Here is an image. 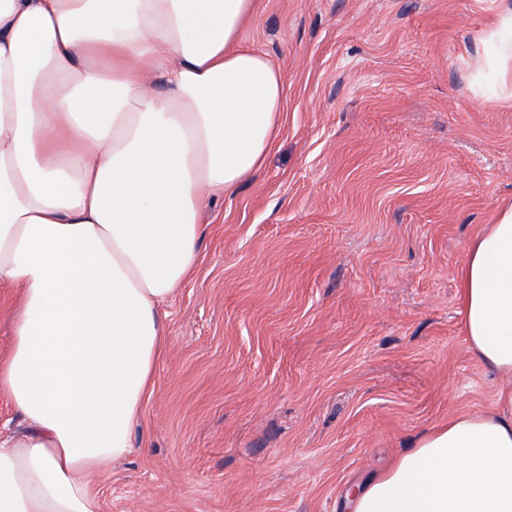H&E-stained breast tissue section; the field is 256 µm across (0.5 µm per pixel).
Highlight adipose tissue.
<instances>
[{
  "mask_svg": "<svg viewBox=\"0 0 512 512\" xmlns=\"http://www.w3.org/2000/svg\"><path fill=\"white\" fill-rule=\"evenodd\" d=\"M257 7L0 0V286L21 290L0 396L24 423L0 434V512H99L94 479L131 453L201 206L280 133L283 76L241 38ZM457 276L497 411L434 427L350 512H512V207Z\"/></svg>",
  "mask_w": 512,
  "mask_h": 512,
  "instance_id": "ef3b65f1",
  "label": "adipose tissue"
}]
</instances>
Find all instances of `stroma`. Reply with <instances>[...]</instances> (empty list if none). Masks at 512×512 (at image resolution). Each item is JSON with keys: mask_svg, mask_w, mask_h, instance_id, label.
<instances>
[{"mask_svg": "<svg viewBox=\"0 0 512 512\" xmlns=\"http://www.w3.org/2000/svg\"><path fill=\"white\" fill-rule=\"evenodd\" d=\"M512 0H259L266 164L207 202L195 275L101 512H342L448 416L493 411L458 268L512 204ZM489 41L497 40L502 52L512 51V10L500 17L491 28L485 32Z\"/></svg>", "mask_w": 512, "mask_h": 512, "instance_id": "obj_1", "label": "stroma"}]
</instances>
